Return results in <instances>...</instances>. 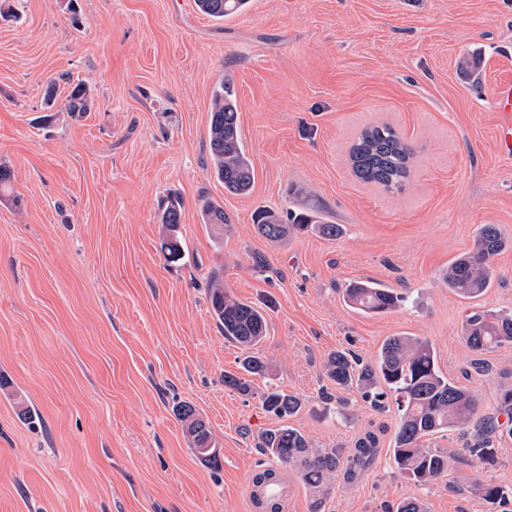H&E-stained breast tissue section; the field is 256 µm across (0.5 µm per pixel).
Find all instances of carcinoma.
I'll return each instance as SVG.
<instances>
[{"label": "carcinoma", "mask_w": 512, "mask_h": 512, "mask_svg": "<svg viewBox=\"0 0 512 512\" xmlns=\"http://www.w3.org/2000/svg\"><path fill=\"white\" fill-rule=\"evenodd\" d=\"M196 2L203 13L216 19L240 12L248 6V0ZM91 100L90 90L85 84L72 83L65 109L68 112H86ZM209 146L213 174L224 183V191L236 196L249 194L254 184V169L238 126L237 98L227 81L213 93ZM411 158L412 149L403 136L386 123L362 130L350 148L354 175L386 192L399 191L406 185ZM182 209L181 200L169 198L160 215L161 224L167 230L162 248L173 262L181 257L176 229L181 223ZM202 214L205 223L220 230L229 223L224 208L217 204L206 203ZM254 226L259 236L269 240L295 231H307L329 239L341 234L340 225L311 224L304 215L294 217L292 224H285L281 216L272 210L259 211L255 215ZM508 246L509 240L498 225H480L473 247L450 264L448 287L464 298L480 297L491 285L493 258ZM343 296L349 307L369 316L392 312L407 300L406 295L372 281L349 284L344 288ZM210 302L216 322L224 329V337L247 353L242 360L241 372L224 374V386L249 394L252 391L249 377L263 376L270 371V362L261 352L268 330L265 314L260 307L231 296L220 282L210 288ZM464 338L476 352L512 344V318L475 313L466 322ZM325 369L336 386L356 387L361 397L375 408H384L390 400L395 402L399 421L391 459L397 471L415 485H427L448 474L454 457L446 451L426 446L423 438L451 428L472 429L471 456L482 463L492 460L493 437L503 430V425L497 419L478 414L476 398L442 373L429 341L416 336H391L383 342L372 361L365 363L354 353L338 351L328 358ZM262 404L267 412L279 419L291 417L301 409L297 396L277 389L264 392ZM178 416L194 453L210 464H218L211 432L196 409L184 403L178 408ZM258 447L274 461L298 471L311 491L314 512H321L339 470H344V477L349 479L369 467L376 458L379 439L372 432L365 434L343 461L336 451L316 448L298 429L281 425L260 434ZM267 473L274 478L265 485L282 489V477L272 468L258 472L253 480ZM263 486L253 485V496L263 495ZM474 487L477 494L488 502L505 504L509 501V493L491 480L478 481Z\"/></svg>", "instance_id": "cac0c4a2"}]
</instances>
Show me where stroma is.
<instances>
[{"instance_id": "stroma-1", "label": "stroma", "mask_w": 512, "mask_h": 512, "mask_svg": "<svg viewBox=\"0 0 512 512\" xmlns=\"http://www.w3.org/2000/svg\"><path fill=\"white\" fill-rule=\"evenodd\" d=\"M0 20V512H255L246 484L272 460L257 446L277 418L259 395L277 386L315 447L347 457L367 431L379 453L337 477L322 512H501L475 480L512 487V435L492 464L454 465L416 486L389 453L398 413L336 388L328 357L372 361L403 333L428 340L445 375L479 410L512 389V344L470 349L473 313L512 315V247L493 283L465 299L448 266L482 224L512 239V155L495 139V89L512 84V0H250L224 19L195 0H10ZM79 25H72L71 14ZM231 78L255 170L250 195L225 194L209 152L213 91ZM88 112L64 109L68 81ZM388 123L412 147L402 191L359 181L349 149ZM183 200V257L166 262L159 208ZM213 202L230 222L203 223ZM304 213L338 224L267 240L253 216ZM221 281L261 307L272 367L243 395L224 386L243 357L210 312ZM373 281L407 307L365 316L342 290ZM193 404L218 466L190 449L177 415ZM28 407L32 419L19 414Z\"/></svg>"}]
</instances>
